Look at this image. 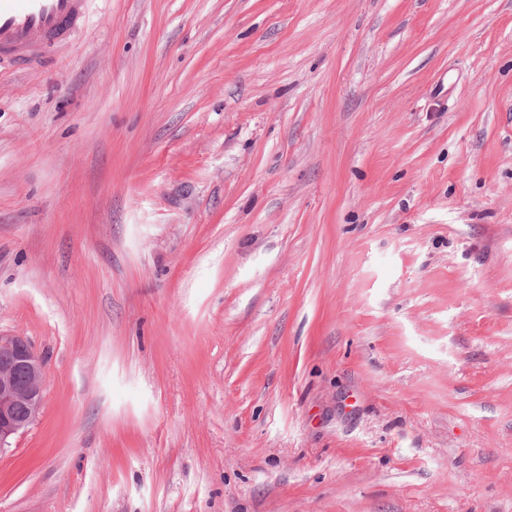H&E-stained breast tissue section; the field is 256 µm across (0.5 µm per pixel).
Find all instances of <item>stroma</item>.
I'll use <instances>...</instances> for the list:
<instances>
[{"label":"stroma","mask_w":512,"mask_h":512,"mask_svg":"<svg viewBox=\"0 0 512 512\" xmlns=\"http://www.w3.org/2000/svg\"><path fill=\"white\" fill-rule=\"evenodd\" d=\"M0 512H512V0H93L0 72ZM25 375L20 382L18 375ZM45 369L41 356L31 343L17 334L0 332V450L24 433L37 420L43 405ZM27 406L25 419L13 413L16 403Z\"/></svg>","instance_id":"1"}]
</instances>
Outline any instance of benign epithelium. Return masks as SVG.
Here are the masks:
<instances>
[{
  "label": "benign epithelium",
  "instance_id": "7a95c632",
  "mask_svg": "<svg viewBox=\"0 0 512 512\" xmlns=\"http://www.w3.org/2000/svg\"><path fill=\"white\" fill-rule=\"evenodd\" d=\"M45 369L41 356L24 337L0 332V450L24 433L37 420L43 405ZM27 406V416L18 419L16 403Z\"/></svg>",
  "mask_w": 512,
  "mask_h": 512
}]
</instances>
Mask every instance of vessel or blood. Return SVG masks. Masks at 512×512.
Masks as SVG:
<instances>
[{
    "label": "vessel or blood",
    "instance_id": "vessel-or-blood-1",
    "mask_svg": "<svg viewBox=\"0 0 512 512\" xmlns=\"http://www.w3.org/2000/svg\"><path fill=\"white\" fill-rule=\"evenodd\" d=\"M90 0H0V65H27L68 41L88 14Z\"/></svg>",
    "mask_w": 512,
    "mask_h": 512
}]
</instances>
